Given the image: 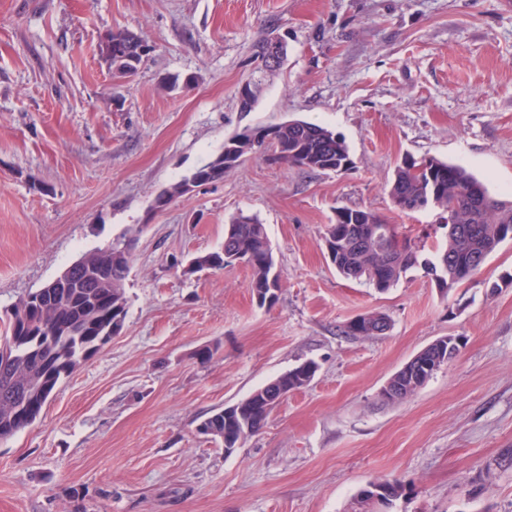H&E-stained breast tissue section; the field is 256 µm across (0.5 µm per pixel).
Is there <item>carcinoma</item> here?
Listing matches in <instances>:
<instances>
[{"mask_svg":"<svg viewBox=\"0 0 512 512\" xmlns=\"http://www.w3.org/2000/svg\"><path fill=\"white\" fill-rule=\"evenodd\" d=\"M112 51L100 43L103 60L115 78H130L148 55L146 42L137 33L126 30L106 32ZM266 127L255 128L254 135L231 137L222 151L191 176L209 183L221 179L224 172L239 167L249 155L307 170L347 172L353 161L345 142L332 130L304 120L277 125L273 141ZM389 196L402 213L437 208L445 213L443 240L430 258L408 245L399 255V266L386 265L382 252L363 247L358 235L374 224L389 220L375 211L341 207L335 221L328 225L324 244L336 246L333 265L343 278L365 281L380 292L397 285L407 272L421 266L435 277L442 292L463 283L482 266L507 239L512 240V201L493 195L485 182L464 167L435 156L406 157L394 170ZM107 249L85 255L89 266L69 272L68 286L43 287L15 304L7 313L5 336L0 342L13 355L12 363L0 369V440L14 436L40 417L44 406L59 384L80 364L100 351L112 339V326L124 327L126 298L123 284L131 262V240L124 237ZM243 261L251 267L252 292L265 294L281 288L280 274L266 225L255 216L239 215L224 228V249L198 254L183 267V274L220 270ZM380 313L362 315L348 326L352 336H371ZM448 364V347L434 348L426 361L409 371L394 374L391 382L411 395L441 367ZM312 362L302 363L254 390L237 403L242 414L224 418L220 409L204 419V435L224 441L228 448H239L266 424L279 402L280 386L288 382L295 390L306 386L315 376Z\"/></svg>","mask_w":512,"mask_h":512,"instance_id":"obj_1","label":"carcinoma"}]
</instances>
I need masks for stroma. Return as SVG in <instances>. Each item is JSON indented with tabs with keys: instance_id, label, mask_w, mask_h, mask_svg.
I'll use <instances>...</instances> for the list:
<instances>
[{
	"instance_id": "obj_1",
	"label": "stroma",
	"mask_w": 512,
	"mask_h": 512,
	"mask_svg": "<svg viewBox=\"0 0 512 512\" xmlns=\"http://www.w3.org/2000/svg\"><path fill=\"white\" fill-rule=\"evenodd\" d=\"M118 29L152 47L127 83L99 53ZM269 36L286 46L271 71L253 55ZM291 118L333 130L353 169L253 156L152 211L228 138ZM407 155L512 199V0H0V316L135 238L122 333L0 441V512H358L377 479L403 488L391 512H512V240L447 293L419 267L384 292L345 280L323 246L337 208L362 207L431 255L439 210L402 213L388 194ZM240 212L267 226L274 305L245 265L182 272ZM370 312L389 330L348 335ZM442 336L460 355L383 399ZM308 361L314 378L234 453L198 433Z\"/></svg>"
}]
</instances>
